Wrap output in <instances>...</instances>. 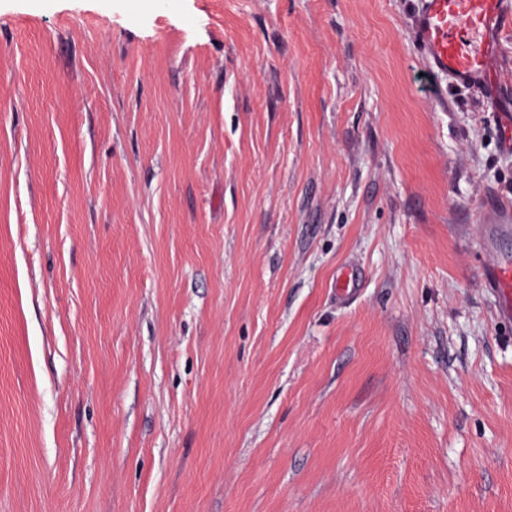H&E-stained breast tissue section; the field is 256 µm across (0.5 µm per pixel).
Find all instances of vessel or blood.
Instances as JSON below:
<instances>
[{
  "mask_svg": "<svg viewBox=\"0 0 512 512\" xmlns=\"http://www.w3.org/2000/svg\"><path fill=\"white\" fill-rule=\"evenodd\" d=\"M512 21V0H420L411 31L427 69L458 87L477 88L502 129L501 148L512 152V100L500 92L497 77L503 34ZM483 286L494 299L498 320L512 326V255L485 264Z\"/></svg>",
  "mask_w": 512,
  "mask_h": 512,
  "instance_id": "b4317fda",
  "label": "vessel or blood"
}]
</instances>
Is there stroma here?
I'll return each instance as SVG.
<instances>
[{"label": "stroma", "mask_w": 512, "mask_h": 512, "mask_svg": "<svg viewBox=\"0 0 512 512\" xmlns=\"http://www.w3.org/2000/svg\"><path fill=\"white\" fill-rule=\"evenodd\" d=\"M413 8L0 0V512H512V154ZM482 281L498 320L512 326V255L494 256L483 268Z\"/></svg>", "instance_id": "obj_1"}]
</instances>
